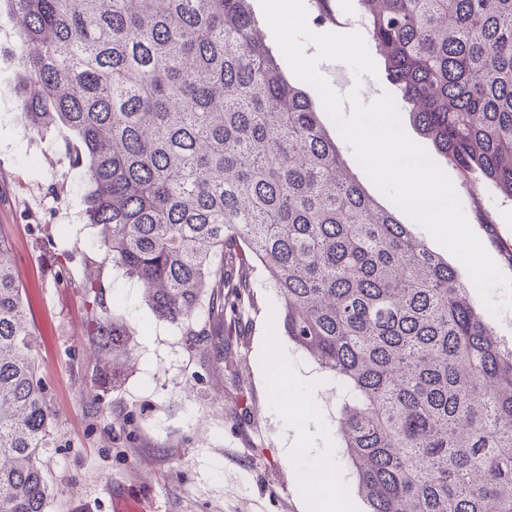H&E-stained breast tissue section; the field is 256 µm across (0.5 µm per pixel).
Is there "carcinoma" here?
Here are the masks:
<instances>
[{
    "mask_svg": "<svg viewBox=\"0 0 512 512\" xmlns=\"http://www.w3.org/2000/svg\"><path fill=\"white\" fill-rule=\"evenodd\" d=\"M30 131L62 125L105 258L212 366L259 265L275 328L346 390L367 512H512V344L425 242L345 174L250 0H0ZM386 79L448 162L512 199V0H359ZM101 379L132 331L89 268ZM205 310L206 318L198 316ZM0 239V512H46L55 413Z\"/></svg>",
    "mask_w": 512,
    "mask_h": 512,
    "instance_id": "cac0c4a2",
    "label": "carcinoma"
}]
</instances>
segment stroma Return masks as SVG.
<instances>
[{"mask_svg": "<svg viewBox=\"0 0 512 512\" xmlns=\"http://www.w3.org/2000/svg\"><path fill=\"white\" fill-rule=\"evenodd\" d=\"M316 32L359 30L358 0H305ZM19 33L0 16V237L11 246L35 323V351L54 411L43 460L48 512H365L338 431L340 391L310 355L281 337L271 350L268 315L278 305L262 270L236 331L228 366H208L181 330L159 321L139 283L99 248L85 215L66 129L30 132L14 90ZM406 134L451 178L465 214L502 273L512 279V201L464 172L423 139L407 113ZM101 272L108 305L133 330L120 389L96 399L97 347L85 270ZM291 374L317 380L304 399L277 393L273 355ZM294 427H286V416ZM327 466L339 486L316 488L300 473Z\"/></svg>", "mask_w": 512, "mask_h": 512, "instance_id": "35a3bbf8", "label": "stroma"}]
</instances>
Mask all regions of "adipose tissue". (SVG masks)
<instances>
[{"instance_id":"ef3b65f1","label":"adipose tissue","mask_w":512,"mask_h":512,"mask_svg":"<svg viewBox=\"0 0 512 512\" xmlns=\"http://www.w3.org/2000/svg\"><path fill=\"white\" fill-rule=\"evenodd\" d=\"M310 45L316 62L311 71L312 80L326 86L328 93L324 105L337 109L345 128L351 132L361 155L368 160L380 159L392 162L404 159L409 151L396 130L386 123V118L374 101L356 99L350 86L333 83L329 72L335 59L323 50L320 37H313Z\"/></svg>"}]
</instances>
